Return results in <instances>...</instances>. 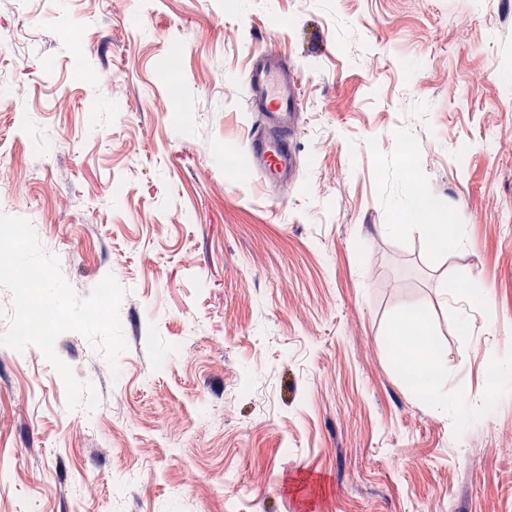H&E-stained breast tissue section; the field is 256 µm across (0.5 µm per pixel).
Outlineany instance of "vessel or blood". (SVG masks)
I'll return each instance as SVG.
<instances>
[{
  "label": "vessel or blood",
  "mask_w": 512,
  "mask_h": 512,
  "mask_svg": "<svg viewBox=\"0 0 512 512\" xmlns=\"http://www.w3.org/2000/svg\"><path fill=\"white\" fill-rule=\"evenodd\" d=\"M256 120L248 139L250 163L267 182L287 187L296 177L294 139L301 87L287 62L272 49L258 53L246 75Z\"/></svg>",
  "instance_id": "vessel-or-blood-1"
}]
</instances>
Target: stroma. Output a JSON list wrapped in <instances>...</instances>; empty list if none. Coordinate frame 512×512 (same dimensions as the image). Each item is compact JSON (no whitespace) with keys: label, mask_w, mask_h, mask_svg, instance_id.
Wrapping results in <instances>:
<instances>
[{"label":"stroma","mask_w":512,"mask_h":512,"mask_svg":"<svg viewBox=\"0 0 512 512\" xmlns=\"http://www.w3.org/2000/svg\"><path fill=\"white\" fill-rule=\"evenodd\" d=\"M0 37V213L79 296L115 278L128 344L97 374L57 338L90 412L0 348V512H512V378L487 381L512 359V0H0ZM264 48L301 83L282 189L248 161ZM419 193L461 244L382 233ZM414 310L467 427L395 361Z\"/></svg>","instance_id":"1"}]
</instances>
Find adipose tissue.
Listing matches in <instances>:
<instances>
[{
	"instance_id": "ef3b65f1",
	"label": "adipose tissue",
	"mask_w": 512,
	"mask_h": 512,
	"mask_svg": "<svg viewBox=\"0 0 512 512\" xmlns=\"http://www.w3.org/2000/svg\"><path fill=\"white\" fill-rule=\"evenodd\" d=\"M429 334L426 316L414 311L394 322L390 340L403 372L415 376L416 392L430 397L436 409L444 410L448 407V356Z\"/></svg>"
}]
</instances>
